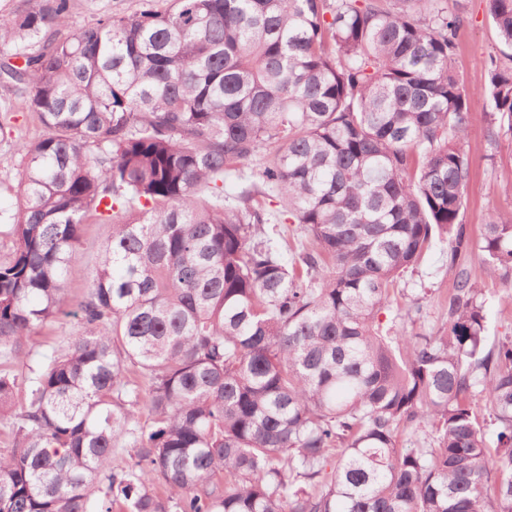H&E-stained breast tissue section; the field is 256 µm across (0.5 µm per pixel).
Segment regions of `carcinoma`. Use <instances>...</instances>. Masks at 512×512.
I'll return each mask as SVG.
<instances>
[{
	"label": "carcinoma",
	"mask_w": 512,
	"mask_h": 512,
	"mask_svg": "<svg viewBox=\"0 0 512 512\" xmlns=\"http://www.w3.org/2000/svg\"><path fill=\"white\" fill-rule=\"evenodd\" d=\"M168 2L65 38L72 0L0 12L22 61L0 64L5 106L45 129L13 143L3 364L67 305L83 224L112 225L82 333L0 372V512H512V340L486 348L460 263L477 250L512 286V213L476 238L462 220L470 114L512 137V0H486L500 55L478 91L441 0ZM270 143L258 176L295 224L288 258L251 191L224 203ZM438 241L441 333L414 328L415 302L381 320ZM121 443L134 463L115 472ZM278 153V146L276 144H269L260 150L258 156L254 159L253 163L248 167L244 168V178L242 180L237 179L235 176H231L227 178L224 182V196H227L228 201L232 205H238L239 192L241 191V187L249 183L252 180L251 170H257L259 167H262L266 163L273 161Z\"/></svg>",
	"instance_id": "cac0c4a2"
}]
</instances>
